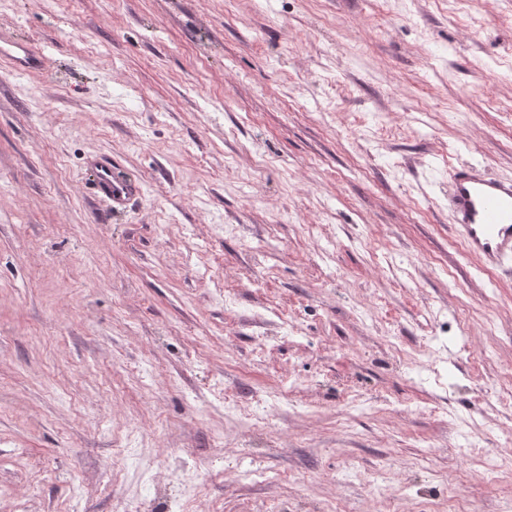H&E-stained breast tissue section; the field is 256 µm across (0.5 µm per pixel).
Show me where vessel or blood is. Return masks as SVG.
<instances>
[{"label":"vessel or blood","mask_w":512,"mask_h":512,"mask_svg":"<svg viewBox=\"0 0 512 512\" xmlns=\"http://www.w3.org/2000/svg\"><path fill=\"white\" fill-rule=\"evenodd\" d=\"M26 73L42 69L43 57L17 38H0V60ZM114 158L95 156L86 163L93 194L106 202L110 212L124 211L138 195L135 179L121 175ZM450 231L484 267L507 268L512 263V178L490 176L479 164L453 170L448 191Z\"/></svg>","instance_id":"1"}]
</instances>
